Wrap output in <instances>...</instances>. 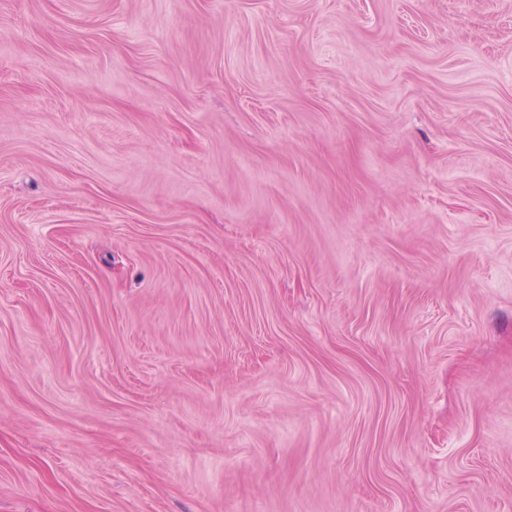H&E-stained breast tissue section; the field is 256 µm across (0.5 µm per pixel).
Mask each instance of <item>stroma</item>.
<instances>
[{
    "mask_svg": "<svg viewBox=\"0 0 512 512\" xmlns=\"http://www.w3.org/2000/svg\"><path fill=\"white\" fill-rule=\"evenodd\" d=\"M0 512H512V0H0Z\"/></svg>",
    "mask_w": 512,
    "mask_h": 512,
    "instance_id": "1",
    "label": "stroma"
}]
</instances>
